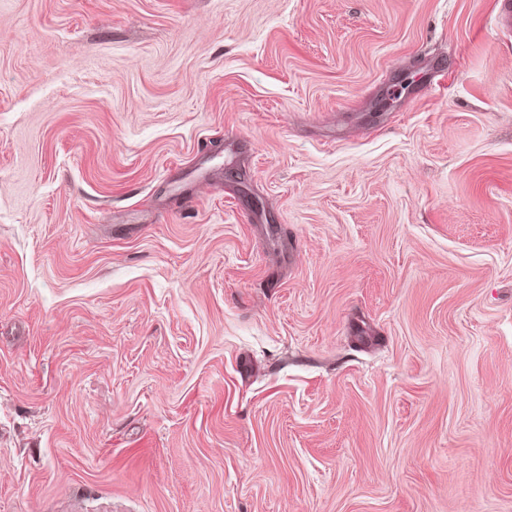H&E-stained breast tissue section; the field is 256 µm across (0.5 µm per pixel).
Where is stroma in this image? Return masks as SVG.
Here are the masks:
<instances>
[{
	"instance_id": "1",
	"label": "stroma",
	"mask_w": 512,
	"mask_h": 512,
	"mask_svg": "<svg viewBox=\"0 0 512 512\" xmlns=\"http://www.w3.org/2000/svg\"><path fill=\"white\" fill-rule=\"evenodd\" d=\"M500 0H0V512H512Z\"/></svg>"
}]
</instances>
